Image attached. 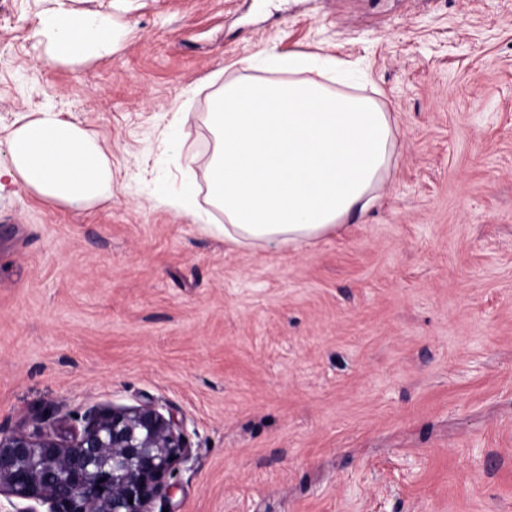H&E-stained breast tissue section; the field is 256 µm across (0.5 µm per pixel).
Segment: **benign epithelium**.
I'll return each mask as SVG.
<instances>
[{"instance_id":"1","label":"benign epithelium","mask_w":512,"mask_h":512,"mask_svg":"<svg viewBox=\"0 0 512 512\" xmlns=\"http://www.w3.org/2000/svg\"><path fill=\"white\" fill-rule=\"evenodd\" d=\"M188 452L154 404L92 406L79 424L47 418L0 435V512H150Z\"/></svg>"}]
</instances>
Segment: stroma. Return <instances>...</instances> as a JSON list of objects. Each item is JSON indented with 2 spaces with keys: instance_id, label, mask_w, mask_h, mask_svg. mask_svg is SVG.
Returning a JSON list of instances; mask_svg holds the SVG:
<instances>
[{
  "instance_id": "1",
  "label": "stroma",
  "mask_w": 512,
  "mask_h": 512,
  "mask_svg": "<svg viewBox=\"0 0 512 512\" xmlns=\"http://www.w3.org/2000/svg\"><path fill=\"white\" fill-rule=\"evenodd\" d=\"M59 2L110 55L46 62ZM271 50L359 65L397 127L380 205L299 252L155 201ZM48 105L112 196L0 180V432L155 403L190 452L152 512H512V0H0L1 167Z\"/></svg>"
}]
</instances>
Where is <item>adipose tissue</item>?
<instances>
[{
	"instance_id": "ef3b65f1",
	"label": "adipose tissue",
	"mask_w": 512,
	"mask_h": 512,
	"mask_svg": "<svg viewBox=\"0 0 512 512\" xmlns=\"http://www.w3.org/2000/svg\"><path fill=\"white\" fill-rule=\"evenodd\" d=\"M37 35L58 64L106 56L115 42L110 18L63 8L41 20ZM258 68L259 76L226 81L214 94L206 114L211 154L186 152V177L161 199L203 221L192 175L202 165L226 243L300 250L361 223L377 204L394 160V124L373 98L348 93L365 76L342 62L270 51ZM9 152L0 178L20 179L41 198L91 205L112 195L102 146L53 109L20 121Z\"/></svg>"
}]
</instances>
